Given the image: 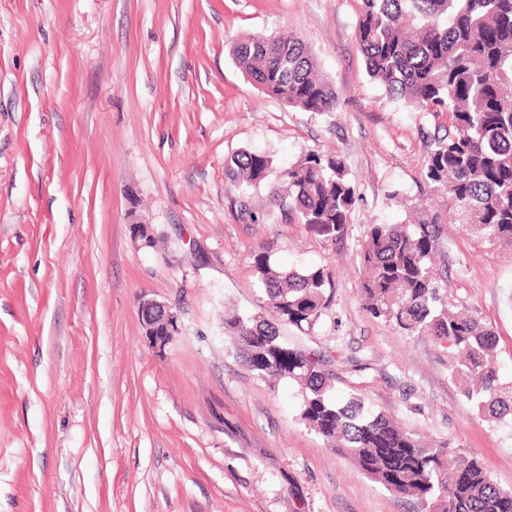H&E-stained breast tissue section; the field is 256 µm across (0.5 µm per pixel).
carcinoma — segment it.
Returning <instances> with one entry per match:
<instances>
[{"mask_svg": "<svg viewBox=\"0 0 512 512\" xmlns=\"http://www.w3.org/2000/svg\"><path fill=\"white\" fill-rule=\"evenodd\" d=\"M357 39L369 75L391 98L446 118L430 144L425 178L453 200L448 222L511 245L512 0H360ZM230 52L267 95L306 112L336 109L338 92L301 38L254 33L234 41ZM270 168L267 156L246 150L226 164L228 180L241 191L264 182ZM282 177L297 223L327 239L347 233L356 189L340 157L312 155ZM439 229L435 215L365 226L358 252L364 307L407 335L448 345L450 376L478 414L512 421V385L499 373L495 332L453 310L448 281L432 270ZM250 260L271 318L226 306L224 337L257 377L300 386V419L308 428L424 512H512V488L495 483L476 457L446 443L426 446L357 394L336 397L324 360L283 342L280 327L311 330L329 310V270H288L261 246Z\"/></svg>", "mask_w": 512, "mask_h": 512, "instance_id": "carcinoma-1", "label": "carcinoma"}]
</instances>
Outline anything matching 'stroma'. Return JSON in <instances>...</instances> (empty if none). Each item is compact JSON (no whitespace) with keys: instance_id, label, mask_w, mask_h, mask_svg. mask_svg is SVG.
I'll return each instance as SVG.
<instances>
[{"instance_id":"obj_1","label":"stroma","mask_w":512,"mask_h":512,"mask_svg":"<svg viewBox=\"0 0 512 512\" xmlns=\"http://www.w3.org/2000/svg\"><path fill=\"white\" fill-rule=\"evenodd\" d=\"M358 18L359 0H0V512H420L304 426L296 383L259 379L225 342V305L267 311L260 246L332 274L320 324L284 340L326 355L337 393L512 487V423L478 415L446 347L362 305L365 225L438 215L449 299L492 328L512 380V246L447 223L424 177L438 119L368 75ZM257 32L304 40L337 111L252 84L230 46ZM243 149L272 161L244 194L225 175ZM314 154L355 186L344 238L282 208V173ZM144 298L179 315L164 351Z\"/></svg>"}]
</instances>
